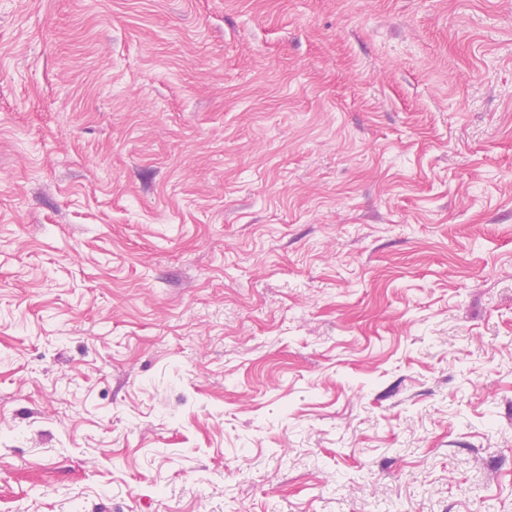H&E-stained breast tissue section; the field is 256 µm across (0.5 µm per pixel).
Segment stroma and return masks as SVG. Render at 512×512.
<instances>
[{
    "instance_id": "1",
    "label": "stroma",
    "mask_w": 512,
    "mask_h": 512,
    "mask_svg": "<svg viewBox=\"0 0 512 512\" xmlns=\"http://www.w3.org/2000/svg\"><path fill=\"white\" fill-rule=\"evenodd\" d=\"M0 512H512V0H0Z\"/></svg>"
}]
</instances>
